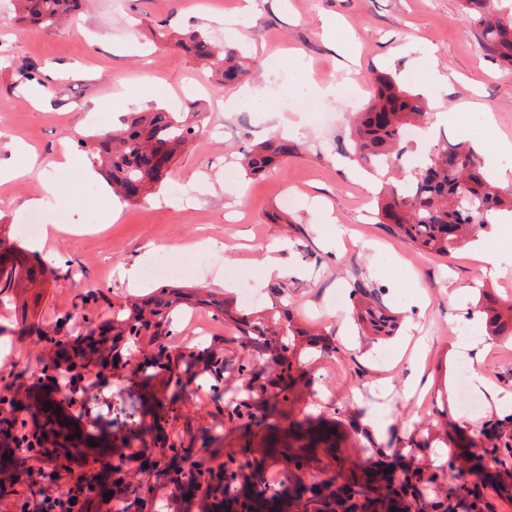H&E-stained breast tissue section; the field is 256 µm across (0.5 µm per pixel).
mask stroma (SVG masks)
<instances>
[{
	"label": "stroma",
	"mask_w": 512,
	"mask_h": 512,
	"mask_svg": "<svg viewBox=\"0 0 512 512\" xmlns=\"http://www.w3.org/2000/svg\"><path fill=\"white\" fill-rule=\"evenodd\" d=\"M239 0H84L73 18L50 30L16 19L15 0H0V142L20 138L31 146L41 167L68 150L76 178L44 194L39 171L7 185L0 207V239L18 256L38 257L54 269L32 285L18 275L11 302L0 306V345L11 348L0 361V379L11 385L14 407H1L0 419L13 415L33 428L37 399L49 395L66 414L92 421L113 447L131 431L141 435L142 456L135 468L157 457L161 441L194 448L195 458L211 464L232 453L255 455L266 444L265 429L239 430L230 420L244 379V361L263 364L264 350L250 344L231 321L212 308H178L172 314L171 353L189 348L199 324L210 333L203 347L220 352L226 364L219 389L209 387L205 363H197L182 391L167 375L150 379L132 373V364L156 344L149 339H114L120 355L110 369L84 371L86 400H69L49 391L46 369L55 367L59 332L81 339L80 330L57 325L64 315L91 314L108 322L121 305L144 304L158 282L130 285L124 270L169 258L180 266L174 285L205 289L234 314L269 312L275 301L269 287L288 286L287 302L296 326L304 328L296 346L301 366L287 399L278 400L281 425L312 415L339 425L338 447L319 444L307 477L319 471L349 472L370 463L375 449L390 458L407 453L408 443L426 448L422 463L448 456L446 434L458 421L478 436L499 404L484 398L481 408L463 411L456 399L469 370H477L490 389L512 392V339L486 335L468 309L480 292L512 301V264L502 275L482 274L479 251L512 249V213L503 211L475 242L442 256L418 249L377 222L374 194L379 174L340 156L349 116L372 98L376 77L388 75L401 87L422 94L431 111H452L449 123L429 125L412 156L424 160L446 139L470 142L478 154L494 146L493 135L512 140V66L486 55L463 21L461 0H255L239 18L244 38L235 48L256 57L260 67L252 87L260 98L236 111L224 109L231 96L181 49L155 46L152 34L197 29L224 42V15ZM336 20L334 30L322 22ZM40 70L49 95L13 86V72L27 64ZM361 79L360 97L323 94L325 82ZM198 102L207 114L194 148L180 155L160 188L147 199L121 202L116 219L107 216L112 199L105 181L86 199L87 158L76 150L79 137L118 125L127 113L170 108L172 99ZM492 115L495 128L477 126L473 113ZM295 127L299 156L265 175L245 176L237 160L242 150ZM188 194L182 207H170L175 185ZM43 197H72L69 233L48 240L22 235L32 210L24 203ZM276 248L280 270L270 273L266 256ZM250 271L248 283L233 277ZM363 282L380 292L399 318L395 335L374 340L359 333L351 287ZM99 300L84 306L87 291ZM322 334L332 352L311 351L309 333ZM419 342L418 364L432 377L424 398L407 386L410 365L398 355L407 339ZM68 456L54 480L31 481L14 469L0 470V512L31 492L54 495L78 476L101 471L90 450L69 442Z\"/></svg>",
	"instance_id": "1"
}]
</instances>
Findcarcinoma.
Wrapping results in <instances>:
<instances>
[{
	"instance_id": "carcinoma-1",
	"label": "carcinoma",
	"mask_w": 512,
	"mask_h": 512,
	"mask_svg": "<svg viewBox=\"0 0 512 512\" xmlns=\"http://www.w3.org/2000/svg\"><path fill=\"white\" fill-rule=\"evenodd\" d=\"M82 0H17L18 20L33 26L51 28L72 17L81 8ZM462 10L469 28L476 31L481 47L492 58L512 65V13L495 12L493 0H462ZM174 43L194 57L217 77V81L231 87L251 72V65L235 51L220 50L205 34L188 30L175 36ZM429 104L418 93L396 86L388 76L377 79L374 97L367 106L353 113L350 145L340 144L337 152L349 153L374 165L385 161L381 169L389 175L401 172V163L410 146L404 131L410 126L425 123ZM204 113L193 105L188 112H132L120 128L106 129L78 139V146L91 160L112 188V193L127 201L137 197L130 188L141 185L140 197H146L154 186L167 175L178 152L193 144L200 135ZM297 153V146L278 138L255 144L243 154L241 166L253 175L266 173L276 163ZM411 183L407 192L398 189L389 180L382 183L377 197L379 223L387 224L394 210L400 216L392 230L409 238L419 249L446 255L475 237L493 216L503 210L512 211V193L505 197L500 188L486 180L481 171V159L466 142H445L425 165L408 175ZM16 266L0 263V304L13 288ZM353 295L359 304V320L372 336L392 335L397 327L396 317L382 307L375 290L360 282L353 283ZM212 300L199 294L161 288L159 295L150 299L152 311L145 316L135 307L121 306L113 311L112 323L117 335L138 339L147 336L157 342L155 351L135 364L134 375L148 379L158 372L170 374L178 389L183 387V376L190 373L196 357L190 353L182 357L183 366L172 365L168 347L160 342L170 335V314L179 304L207 306ZM479 312L485 317L488 333L492 336H512V307L504 306L485 293H480ZM250 343L274 352L270 363L257 371L249 364L238 367L247 376L245 394L230 412V417L241 421L246 430L261 425L253 411V393L265 391L260 381L264 371H290L297 360L288 357L294 352V337L303 336L290 314L279 312L272 321L264 316L243 315L235 319ZM205 364L212 379L224 377V358L212 350L206 351ZM13 443L11 460L22 462L29 450L39 445L34 434L8 420L3 430ZM486 442L477 444L474 438L462 444L464 451L448 455L428 477L419 470H406L399 479L400 491L409 503L411 512H479L488 510V503L480 506L466 502L465 487L458 483L464 468L459 459L470 463L469 471L481 480L502 485L501 477L512 476V413L489 421L483 432ZM115 482L124 485L126 495L114 499L100 496L97 512H112V503H128L133 512H140L145 490L143 483L132 484L136 477L124 457L115 463H106ZM390 464L381 460L365 473V478H353L348 485L338 484L334 475L307 485L292 469H282V478L270 483L262 464L231 456L216 467L194 463L186 469L174 468L160 457L153 469L167 475L178 488H187L202 497L213 500L215 510L224 512L235 505L251 512H392L401 509L392 489L393 474L387 472Z\"/></svg>"
}]
</instances>
